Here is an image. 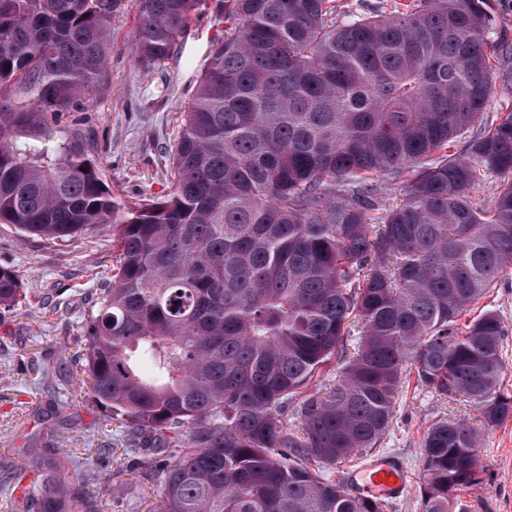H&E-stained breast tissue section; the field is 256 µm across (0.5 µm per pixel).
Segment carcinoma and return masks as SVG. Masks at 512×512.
<instances>
[{
  "mask_svg": "<svg viewBox=\"0 0 512 512\" xmlns=\"http://www.w3.org/2000/svg\"><path fill=\"white\" fill-rule=\"evenodd\" d=\"M117 4L0 0V224L117 237L79 385L163 458L154 512H385L340 466L381 444L406 371L488 428L512 416L501 317L461 322L512 269V112L448 152L493 90L495 0L339 21L336 0H139L146 75L194 18L229 28L181 116L171 190L123 212L85 146L17 135L84 110ZM489 175L503 185L473 201ZM20 293L1 266L0 307ZM475 447L467 420L429 423L424 512H454L450 492L479 480ZM24 468L42 477L38 512H98L51 451Z\"/></svg>",
  "mask_w": 512,
  "mask_h": 512,
  "instance_id": "1",
  "label": "carcinoma"
}]
</instances>
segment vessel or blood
<instances>
[{"instance_id":"1","label":"vessel or blood","mask_w":512,"mask_h":512,"mask_svg":"<svg viewBox=\"0 0 512 512\" xmlns=\"http://www.w3.org/2000/svg\"><path fill=\"white\" fill-rule=\"evenodd\" d=\"M349 486L361 496L396 500L408 490V473L396 457L383 454L370 458L347 476Z\"/></svg>"}]
</instances>
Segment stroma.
Wrapping results in <instances>:
<instances>
[{
    "label": "stroma",
    "mask_w": 512,
    "mask_h": 512,
    "mask_svg": "<svg viewBox=\"0 0 512 512\" xmlns=\"http://www.w3.org/2000/svg\"><path fill=\"white\" fill-rule=\"evenodd\" d=\"M137 12L138 0H120L112 16L108 77L85 111L64 113L47 128L25 132L29 138L51 133L62 145L84 144L104 184L125 207L169 191L178 114L189 103L212 45L224 35L223 26L202 18L183 37L181 52L145 78L131 54ZM489 37L499 50L485 116L495 122L512 111V0H499ZM161 86L167 95L158 94ZM116 252L112 235L98 225L54 243L0 224V266L22 277L15 306L0 308V464L22 462L30 448H50L79 479L81 495L95 500L101 512H148L161 484L147 452L135 449L123 424L109 419L77 381L88 348L86 321ZM478 308L496 311L503 320V386L512 391V273ZM474 414L467 403L439 399L406 379L380 450L404 461L411 488L390 501L386 512H423L427 425L439 417ZM477 437L480 479L454 491V500L464 512H512V418L478 430Z\"/></svg>",
    "instance_id": "stroma-1"
}]
</instances>
